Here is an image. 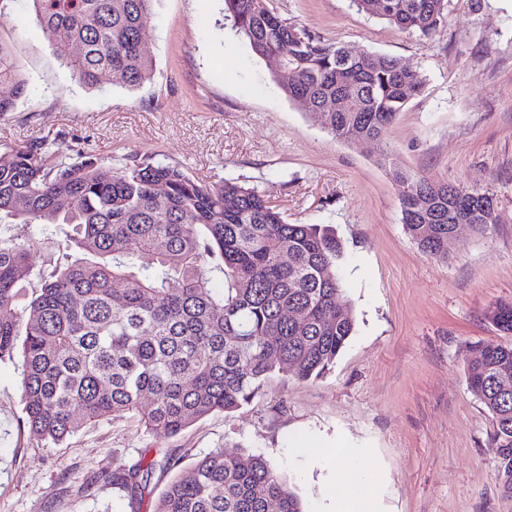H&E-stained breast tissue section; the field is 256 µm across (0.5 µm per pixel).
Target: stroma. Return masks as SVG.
I'll use <instances>...</instances> for the list:
<instances>
[{"mask_svg": "<svg viewBox=\"0 0 512 512\" xmlns=\"http://www.w3.org/2000/svg\"><path fill=\"white\" fill-rule=\"evenodd\" d=\"M430 37L400 31L352 0H275L278 11L325 38L398 58L425 80L388 132L393 153L336 140L308 119L224 20L223 0H156L145 20L150 80L80 86L54 56L31 0L0 12L5 43L28 82L0 115V150L46 136L60 150L116 164L154 154L207 182L265 191L291 223L332 226L355 331L323 378L276 376L231 415L213 414L156 442L136 419L83 426L59 444L25 422L22 356L0 360V512H153L172 471L158 468L141 498L110 477L163 446L179 467L221 448L265 457L308 512H330L336 462L370 475L345 492L348 512H512L496 479L490 418L465 372L479 343H512L486 317L512 302V0H444ZM423 171L489 190L502 221L486 235L462 227L448 257L424 255L405 233L396 177ZM67 225L31 231L33 270L66 262Z\"/></svg>", "mask_w": 512, "mask_h": 512, "instance_id": "1", "label": "stroma"}]
</instances>
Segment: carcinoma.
I'll use <instances>...</instances> for the list:
<instances>
[{
    "label": "carcinoma",
    "instance_id": "carcinoma-1",
    "mask_svg": "<svg viewBox=\"0 0 512 512\" xmlns=\"http://www.w3.org/2000/svg\"><path fill=\"white\" fill-rule=\"evenodd\" d=\"M49 47L82 86L117 77L133 90L149 80L153 59L142 50L144 21L155 0H32ZM356 7L422 37L443 19L444 0H353ZM224 16L255 56H281L288 79L273 80L292 101L303 100L318 128L337 139L368 138L391 153L387 133L424 79L387 55L347 58L331 42L284 18L272 0H224ZM0 115L13 111L27 81L0 42ZM343 95L359 112L317 116L318 102ZM402 223L419 250L448 256V213L470 210L478 233L499 223L481 207L484 189L463 190L422 172L398 178ZM236 200L224 208V199ZM192 221H184L186 213ZM0 224L72 226L81 256L39 275L26 297L32 269L27 241L0 240V360L24 358L21 389L33 436L61 442L84 425L130 415L156 440L173 437L214 414L250 404L276 375L315 381L334 366L355 323L340 316L338 275L343 244L318 224H291L256 187L235 179L205 182L152 155L119 166L79 152L67 157L46 139L0 151ZM434 235L418 241L420 228ZM288 252L284 264L270 248ZM224 273V292L210 288V265ZM487 318L512 334V304ZM470 388L492 423L490 445L498 479L512 495V345L478 344L466 365ZM150 405H143L144 398ZM146 469L115 476L135 495L144 474L170 458L155 450ZM307 512L282 475L260 455L216 449L175 477L153 512Z\"/></svg>",
    "mask_w": 512,
    "mask_h": 512
}]
</instances>
